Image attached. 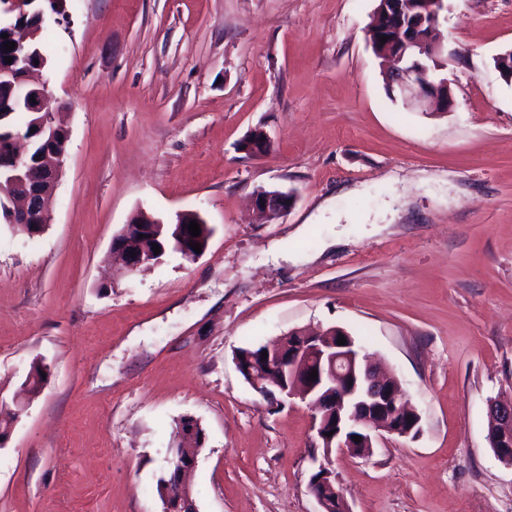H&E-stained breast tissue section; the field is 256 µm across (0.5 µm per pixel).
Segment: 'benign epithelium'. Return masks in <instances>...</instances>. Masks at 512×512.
<instances>
[{
  "label": "benign epithelium",
  "instance_id": "7a95c632",
  "mask_svg": "<svg viewBox=\"0 0 512 512\" xmlns=\"http://www.w3.org/2000/svg\"><path fill=\"white\" fill-rule=\"evenodd\" d=\"M417 57L443 54L442 40L434 42L422 35H412L404 40L398 53ZM15 78L20 95L28 101L30 111L39 115L36 124L45 131V142L36 163L29 160L28 140L18 133L0 148V180L7 179L8 191L0 198L8 212L7 223L14 228L27 230L45 229L50 223L48 202L62 175L65 146L69 129L56 121L59 104L49 91L42 71H32L24 55H16L15 66L0 70V79ZM448 85L427 67L417 63L392 71L391 92L405 101H418L448 112L453 107L451 95L442 96L439 88ZM271 138L262 128L253 129L248 139L240 143V150L248 154L263 153L270 149ZM295 193L281 189H258L253 194V210L260 222L282 215L291 208ZM205 220L197 213L186 211L176 214V249L189 259L199 254L190 246L197 241L188 231L189 223ZM163 221L152 216L130 219L112 238V254L135 272L148 265L151 259L138 252L131 255V238L148 236ZM292 342L279 343L266 348L268 357L252 362L248 383L262 396L272 394V389L286 398L297 397L314 411V428L320 442V453L312 456L316 470L311 475L308 490L321 507V512H351L341 492L336 499L329 498L336 482L332 470L335 452L370 454L376 438L385 434L397 437H416L420 432V416L407 398L401 381L395 376H385L370 355L356 344L342 328L317 333L295 331ZM344 338L346 343L338 344ZM317 377L309 378L312 371ZM488 440L496 456L512 467V399H494L489 404ZM195 422L181 429L182 441L167 449V467L174 470V477L165 482L163 512H186L192 505L189 474L195 469L200 447L188 445L185 440L196 436ZM359 436L356 442L353 436Z\"/></svg>",
  "mask_w": 512,
  "mask_h": 512
}]
</instances>
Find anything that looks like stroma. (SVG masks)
Masks as SVG:
<instances>
[{
  "instance_id": "35a3bbf8",
  "label": "stroma",
  "mask_w": 512,
  "mask_h": 512,
  "mask_svg": "<svg viewBox=\"0 0 512 512\" xmlns=\"http://www.w3.org/2000/svg\"><path fill=\"white\" fill-rule=\"evenodd\" d=\"M378 0H65L44 76L70 128L51 222L0 223V402L49 375L0 445V512H162L177 423L205 442L197 512H318L299 400L238 349L340 327L403 383L418 438L334 455L352 512H512L487 403L512 396V0H445L455 105L389 96ZM270 150L240 151L255 128ZM295 205L255 223L256 188ZM212 230L130 273L136 211ZM193 213V215H188V211L179 212L176 214L175 221L167 224H176V249L180 253H183L185 257L195 260L197 257L201 255V253L204 250H201L200 253H196L193 250V247L190 246V241H194V243H197L198 239L196 237L191 236L190 232L188 231L189 223L190 221H196L198 224L203 225H207V223L197 212ZM136 214L137 212L113 236L111 247L112 255H118L131 272L138 271L142 266H147L148 263L152 262L151 258H146L143 253L128 249L132 244L131 238L136 237L140 239L139 234H143V237L151 235L157 230L159 225L161 227L162 224H165L162 220L152 215H146V221L134 219ZM138 224H141V228H138ZM131 253H136V256H131Z\"/></svg>"
}]
</instances>
